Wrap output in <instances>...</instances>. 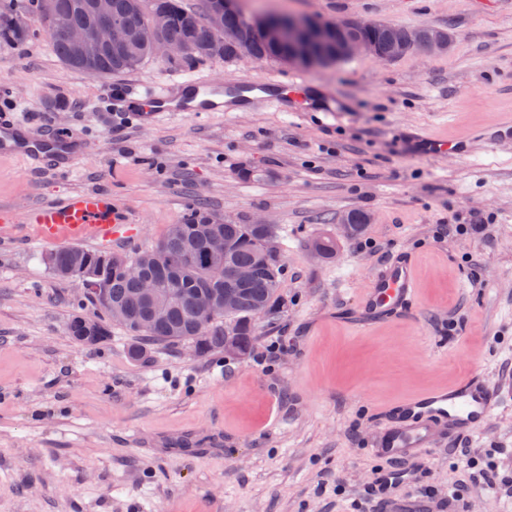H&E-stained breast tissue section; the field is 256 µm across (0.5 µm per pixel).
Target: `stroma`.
Listing matches in <instances>:
<instances>
[{"label":"stroma","instance_id":"1","mask_svg":"<svg viewBox=\"0 0 512 512\" xmlns=\"http://www.w3.org/2000/svg\"><path fill=\"white\" fill-rule=\"evenodd\" d=\"M248 11L426 23L452 44L313 70L149 59L108 78L66 66L43 35L0 45V113L86 143L66 175L0 158V208L19 217L0 223V512H375L372 482L389 462L369 442L393 403L475 372L512 394V137L478 139L512 114V0H248ZM192 71L276 75L294 109L143 124L113 104L114 91ZM429 139L446 151L427 152ZM91 188L126 211L130 257L199 202L228 224L276 227L285 307L250 356L191 357L181 343L133 361L117 327L94 348L72 340V316L97 310L80 279L45 264L53 246L24 215ZM358 210L363 235L315 258L313 237H338L339 217ZM476 217L483 234L441 238ZM403 253L419 279L411 312L360 330L363 290ZM408 466L394 499L426 489L438 512L460 484L467 512H512L485 481L512 474V401Z\"/></svg>","mask_w":512,"mask_h":512}]
</instances>
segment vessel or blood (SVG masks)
Instances as JSON below:
<instances>
[{
  "instance_id": "vessel-or-blood-1",
  "label": "vessel or blood",
  "mask_w": 512,
  "mask_h": 512,
  "mask_svg": "<svg viewBox=\"0 0 512 512\" xmlns=\"http://www.w3.org/2000/svg\"><path fill=\"white\" fill-rule=\"evenodd\" d=\"M115 102L120 110L142 113L144 121L151 123L167 112H235L258 103L283 110L288 106V95L275 76L241 79L227 87L200 74L184 81L124 90L116 94ZM21 128L15 117L0 115V154H21L35 169L50 162L63 173L76 168L86 157L84 149L73 148L69 133L25 134ZM27 219L46 242L67 238L108 243L122 238L127 225L125 211L100 189L74 190L55 197L31 208ZM417 293L413 259L399 256L373 275L362 297L359 326L366 328L403 312L416 300ZM502 401V393L478 373L448 389L404 398L386 411L372 447L377 453L400 458L417 456L425 448L443 447L445 432L480 429Z\"/></svg>"
}]
</instances>
